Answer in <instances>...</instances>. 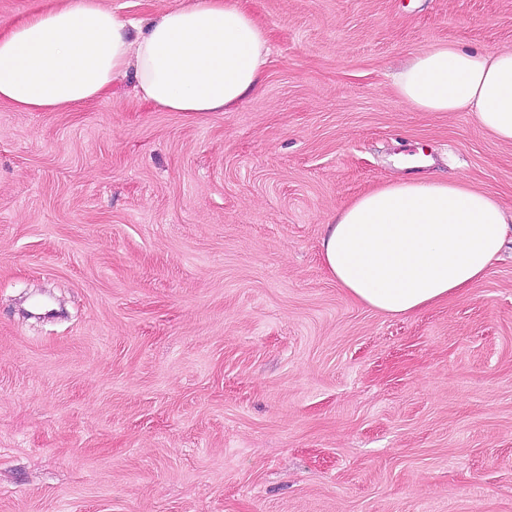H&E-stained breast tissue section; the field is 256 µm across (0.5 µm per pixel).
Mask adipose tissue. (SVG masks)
Returning a JSON list of instances; mask_svg holds the SVG:
<instances>
[{"label":"adipose tissue","mask_w":512,"mask_h":512,"mask_svg":"<svg viewBox=\"0 0 512 512\" xmlns=\"http://www.w3.org/2000/svg\"><path fill=\"white\" fill-rule=\"evenodd\" d=\"M269 42L244 0H191L134 36L97 0H68L0 33V104L66 110L102 98L130 73L139 98L157 109L229 112L262 83ZM393 85L422 111L472 113L493 137L512 142L511 48L435 45L414 55ZM511 231L499 200L465 179H401L337 211L326 226L322 260L357 303L412 315L466 293Z\"/></svg>","instance_id":"ef3b65f1"}]
</instances>
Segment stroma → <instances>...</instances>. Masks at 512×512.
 Here are the masks:
<instances>
[{
	"label": "stroma",
	"instance_id": "1",
	"mask_svg": "<svg viewBox=\"0 0 512 512\" xmlns=\"http://www.w3.org/2000/svg\"><path fill=\"white\" fill-rule=\"evenodd\" d=\"M248 6L271 49L232 111L157 110L130 76L0 106V512H512V242L407 317L321 258L395 178L512 211V143L392 86L436 44L512 47V0Z\"/></svg>",
	"mask_w": 512,
	"mask_h": 512
}]
</instances>
